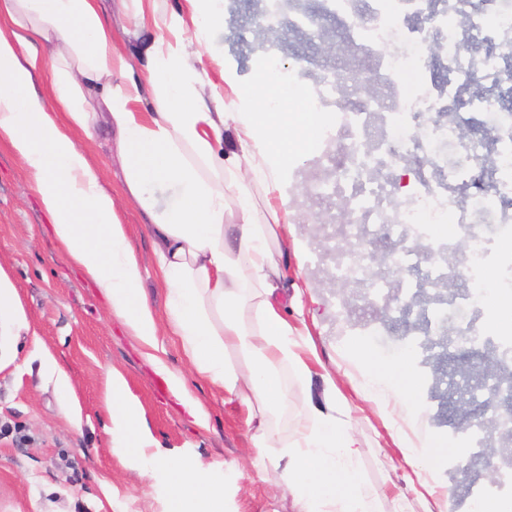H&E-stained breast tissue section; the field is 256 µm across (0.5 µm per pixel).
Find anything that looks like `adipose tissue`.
Listing matches in <instances>:
<instances>
[{"instance_id": "ef3b65f1", "label": "adipose tissue", "mask_w": 512, "mask_h": 512, "mask_svg": "<svg viewBox=\"0 0 512 512\" xmlns=\"http://www.w3.org/2000/svg\"><path fill=\"white\" fill-rule=\"evenodd\" d=\"M192 23L182 16L153 15L157 36L146 47L150 65L136 77L118 48L103 0H0V137L32 176L53 231L73 262L103 293L112 311L148 348L158 346L155 312L142 290L140 265L117 219L112 195L100 183L70 130L92 132L96 124L116 130L127 192L151 220L157 240V274L167 290V327L177 336L196 371L211 385L238 398L246 408L277 413L288 402L279 376L292 368L304 379L313 372L297 351V327L281 315L274 284L281 269L270 247L274 225L255 217L247 185L238 187L241 221L224 225V183L202 175L198 164L211 160L230 113L245 120L242 153L263 145L262 163L250 168L252 181L269 182L273 170L315 150L325 112L289 117V96L314 89L292 86L281 95L267 63L256 65L250 87H236L231 104L219 93H203L193 59L223 27L217 0H193ZM51 45L50 54L41 46ZM50 72L48 93L37 92L33 77ZM121 84H112L113 76ZM151 93L152 111L141 110ZM99 94L98 108L87 98ZM171 183L173 202L156 210L152 188ZM249 300L258 322L249 324L238 305ZM242 352L243 368L232 366L230 350ZM360 364L371 404L391 395L415 408L421 379L410 352L382 362L362 339L350 345ZM323 398L306 414L314 425L298 424L287 446H271L262 432L252 443L258 472H281L295 512H379L365 494L355 467L362 446L349 421L337 414L336 382L324 376ZM116 452L145 457L151 441L138 408L126 397L120 378L108 384ZM448 458L443 440L431 437L406 446L403 459L416 475L428 474ZM170 512H224V489L193 477L199 462L167 461Z\"/></svg>"}]
</instances>
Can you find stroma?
<instances>
[{"label": "stroma", "mask_w": 512, "mask_h": 512, "mask_svg": "<svg viewBox=\"0 0 512 512\" xmlns=\"http://www.w3.org/2000/svg\"><path fill=\"white\" fill-rule=\"evenodd\" d=\"M301 2L313 20L312 29L290 26L283 16L268 20L267 0H221L223 27L196 63L206 86L224 87L228 67L240 82H250L254 63L272 53L281 65L294 69L296 79L317 90L337 69L351 64L346 45L336 35L335 19L324 13L323 0ZM107 137L104 131L92 139L81 132L72 135L115 198L141 265L142 289L161 316L167 292L156 280L148 217L126 197L124 173L109 154ZM460 151L457 145L444 148L447 165L441 169L430 167L427 152H405L399 166L411 168L412 178H396L397 166L389 165L380 168L376 181L386 188L392 205L402 206L410 195L434 191L447 181V168L458 161ZM335 179V159L311 154L297 157L277 175L274 189L252 188L259 219H266L273 208L288 213L272 243L288 269L289 282L279 300L283 314L300 323L319 358L308 383L282 370L288 407L273 437L289 439L307 400L323 395L321 373H330L351 408V423L364 447L358 468L381 512H419V483L403 465L398 432L413 439L437 435L456 443L461 414L451 408L442 372L467 364L461 348L465 337L485 341L492 361L510 371L512 347L500 345L496 333L486 329L485 306L470 307L466 329L452 320L427 328L417 314L434 309L438 295L455 306L466 303L473 245L505 252L512 240L500 236L495 215L475 216L476 242L458 223L442 239L412 233L376 238L367 226L362 236L374 250L411 252L420 262L414 268L374 263L359 279L343 282L335 267L345 248V227L336 221V208L352 190L342 187L324 197L313 193L314 185ZM0 278L18 297L12 314L0 318V512H166L168 478L160 462L127 460L112 451V413L105 398L112 370L121 375L163 459L201 461L198 478L223 485L224 512H292L282 477L273 471L256 473L245 406L201 379L179 341L160 334L164 362L182 374L188 392L208 414L206 424L197 423L191 407L172 393L99 289L70 263L31 177L3 140ZM358 338L368 339L383 358L395 357L410 340H419L413 353L423 384L418 410L391 404L380 412L363 400L361 370L347 353ZM61 372L69 382L65 390L57 380ZM469 410L482 417L483 447L500 449L502 465L512 466V426L503 425L499 407L475 403ZM428 482L449 491V512H471L478 491L491 485L492 477L478 453L471 458L468 475L440 468Z\"/></svg>", "instance_id": "stroma-1"}]
</instances>
